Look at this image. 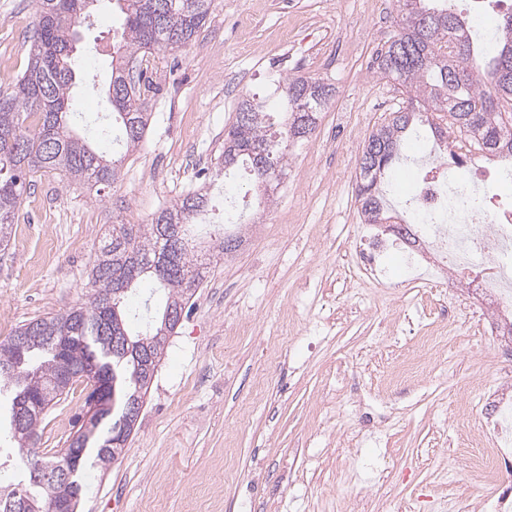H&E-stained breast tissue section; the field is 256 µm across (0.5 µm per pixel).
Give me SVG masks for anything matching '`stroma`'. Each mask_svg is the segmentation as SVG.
I'll list each match as a JSON object with an SVG mask.
<instances>
[{
    "instance_id": "obj_1",
    "label": "stroma",
    "mask_w": 512,
    "mask_h": 512,
    "mask_svg": "<svg viewBox=\"0 0 512 512\" xmlns=\"http://www.w3.org/2000/svg\"><path fill=\"white\" fill-rule=\"evenodd\" d=\"M396 15L395 0H214L195 45L151 55L149 127L112 188L33 175L0 250V340L85 301L108 225L150 223L197 187L243 94L273 97L293 76L334 89L240 249L186 306L126 448L108 469L86 470L95 491L81 512H377L417 498L422 512H457L478 427L458 418L461 397L512 381V346L455 310V281L385 293L348 273L360 218L357 168L342 149L360 148L404 101L373 73ZM35 17L36 0H0V90L28 62ZM123 27L112 0L79 27L71 100L87 121L104 111L112 69L98 49L116 46ZM424 304L437 316L453 306L448 342L387 385ZM84 401L77 388L49 408L39 454L67 447Z\"/></svg>"
}]
</instances>
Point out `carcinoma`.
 Returning <instances> with one entry per match:
<instances>
[{
  "label": "carcinoma",
  "instance_id": "cac0c4a2",
  "mask_svg": "<svg viewBox=\"0 0 512 512\" xmlns=\"http://www.w3.org/2000/svg\"><path fill=\"white\" fill-rule=\"evenodd\" d=\"M96 0H37V23L27 66L11 92L0 91V247L12 232L32 173L61 172L72 181L109 188L121 176L128 153L137 149L148 128L147 96L153 88L135 78L129 63L155 49L176 51L198 40L213 0H114L125 15L121 55L112 66L104 90L106 111L120 128L125 152L107 157L92 137L77 130L70 108L75 83L72 52L77 29ZM397 29L377 53L373 70L406 93L404 105L389 113L365 137L358 160L356 200L366 224L393 218L384 182L400 160L406 142L426 132L434 140L451 141L488 160L512 161V113L503 118L500 102H512V74L498 76L505 59L512 60V24L500 23L489 39L496 53L482 59L474 45L472 22L448 0H397ZM452 44L450 56L433 53L438 43ZM280 99L273 108L254 94L242 96L235 120L224 130V149L209 181L157 211L149 224H114L99 246L88 273L91 294L85 304L16 328L0 342V392L10 389L11 407H23V429L10 428L18 448L37 436L49 406L73 390L60 389V363L51 336H64L72 366L93 365L105 389L94 433L77 429L69 446L40 461L49 468L65 466L68 453L82 454L73 477L83 489L87 466L108 468L122 449L112 446L115 430L131 429L128 401L145 397L150 381L140 359L161 361L174 325L171 307H185L194 297L211 259L238 250L241 232H224L218 252L197 253L192 226L205 222L210 189L220 178L245 166L255 197L270 200L272 182L262 165L278 177L288 166L286 144L305 142L317 128L333 88L319 80L291 77L278 84ZM155 282L162 298L144 302L143 310L128 306L142 283ZM23 339L17 349L13 339ZM23 489L37 512H52L54 502L69 493L58 482L35 483L28 470L0 493V512H16L14 492Z\"/></svg>",
  "mask_w": 512,
  "mask_h": 512
}]
</instances>
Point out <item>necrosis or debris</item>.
<instances>
[{"mask_svg": "<svg viewBox=\"0 0 512 512\" xmlns=\"http://www.w3.org/2000/svg\"><path fill=\"white\" fill-rule=\"evenodd\" d=\"M448 170L447 161L440 158L416 170L409 193L412 225L405 247L383 237L374 225H360L355 237L359 272L376 287H391L388 261L397 251L408 283H421L426 276L435 282L455 276L481 299L488 316L497 321L510 319L512 185L497 172L487 182V191L464 196L450 189ZM447 334V326L440 320L420 327L413 341L414 354L394 367L387 377L389 384L404 381ZM476 414L481 415L492 438L475 441L477 451L467 459L468 478L459 487L463 502L468 501L473 487H497L502 468H512V391L485 390L477 405L460 410L465 419Z\"/></svg>", "mask_w": 512, "mask_h": 512, "instance_id": "1", "label": "necrosis or debris"}]
</instances>
